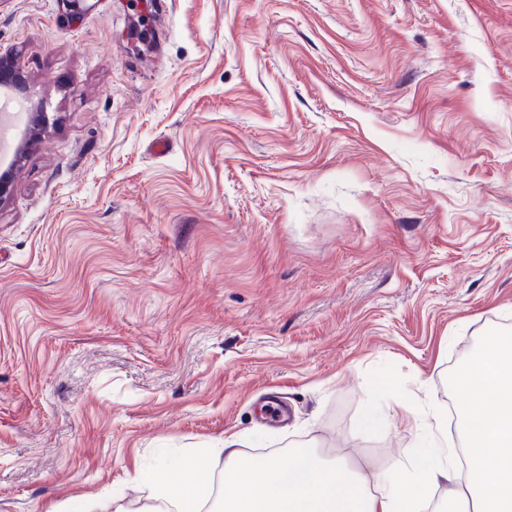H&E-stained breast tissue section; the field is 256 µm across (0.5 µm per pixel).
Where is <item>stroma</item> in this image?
<instances>
[{
  "label": "stroma",
  "instance_id": "35a3bbf8",
  "mask_svg": "<svg viewBox=\"0 0 512 512\" xmlns=\"http://www.w3.org/2000/svg\"><path fill=\"white\" fill-rule=\"evenodd\" d=\"M1 50L49 122L0 200V512H131L234 434L387 470L512 331V0H0Z\"/></svg>",
  "mask_w": 512,
  "mask_h": 512
}]
</instances>
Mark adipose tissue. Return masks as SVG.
Segmentation results:
<instances>
[{
    "instance_id": "1",
    "label": "adipose tissue",
    "mask_w": 512,
    "mask_h": 512,
    "mask_svg": "<svg viewBox=\"0 0 512 512\" xmlns=\"http://www.w3.org/2000/svg\"><path fill=\"white\" fill-rule=\"evenodd\" d=\"M452 391L462 449L449 447L448 422L435 410L417 419L429 451L396 460L381 477L304 448L258 464L232 436L222 448L184 455L178 473L159 470L154 495L177 503L180 512H199L206 493L201 475L220 456L221 512H423L436 488L448 512H512V336L484 341L455 369Z\"/></svg>"
}]
</instances>
